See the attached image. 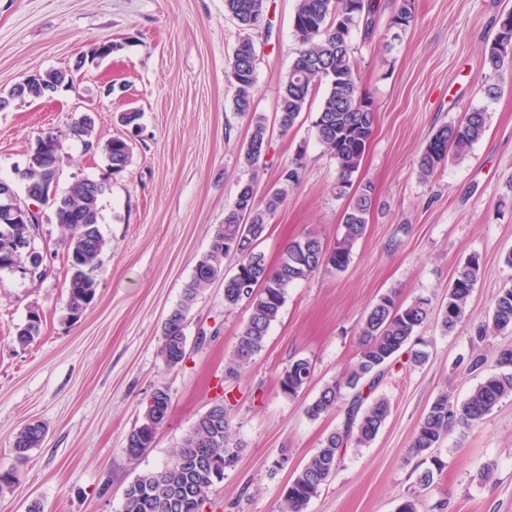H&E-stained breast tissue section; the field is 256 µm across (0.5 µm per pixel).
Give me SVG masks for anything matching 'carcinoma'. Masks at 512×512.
<instances>
[{"label":"carcinoma","mask_w":512,"mask_h":512,"mask_svg":"<svg viewBox=\"0 0 512 512\" xmlns=\"http://www.w3.org/2000/svg\"><path fill=\"white\" fill-rule=\"evenodd\" d=\"M225 11L236 21L239 35L229 63L227 79L235 89L234 111L249 120L251 133L243 158L257 164L269 148L265 117L252 110L256 87L257 53L254 35L261 27L265 0H224ZM379 9L377 0H296L292 31L298 44L297 55L281 84L278 123L282 133L291 130L307 106L312 92L325 86L324 100L313 122L314 135L329 151L339 172L337 189L344 192L360 167L373 134L376 113L362 108L364 96L354 50L349 36L364 27L371 33ZM415 22L412 8L401 5L391 16L389 26L406 30ZM512 59L501 53L499 41L484 51V64L492 73L501 71ZM95 119L83 114L71 128L74 137L87 149L100 150L106 156L112 173L123 172L131 160L132 147L121 137L100 143L95 134ZM487 115L483 109L465 112L457 122L438 128L427 141L416 161L418 176L427 180L447 159L448 152L462 157L484 134ZM61 152L33 158L19 171L28 199L51 202L57 223L68 231L67 257L71 271L67 286L66 308L69 312L87 310L95 299L97 282L92 271L106 247L100 231L101 197L110 189L105 180L81 179L66 191L48 197L44 185L57 181ZM303 154L280 170L279 186L269 191L263 201L257 200L255 184L249 180L238 186L236 196L224 212V223L218 225L211 238L210 249L196 264L185 285L179 303L171 310L162 327L160 355L167 367H179L184 357L175 353L186 338L188 315L200 290L216 280L224 281V306L235 307L247 301L250 314L241 326L225 376L234 378L262 351L273 322L285 302L289 284L306 280L320 268L343 271L350 263L355 243L365 234L367 215L373 204V190L368 184L358 187L346 205L341 223L343 234L331 248L324 247L315 235H305L284 249L276 267L265 258L255 260L257 243L263 237L268 219L288 196V189L302 176ZM33 225L24 220L12 224L0 213V271L12 270L22 261L38 269L42 256L33 244ZM234 261V272L224 273V261ZM479 257L472 255L455 273L449 288L448 302L440 309V323L446 333L454 331L466 317L467 303L480 274ZM430 302L418 298L409 304L398 302L387 293L369 308L360 325V353L356 364L338 378L323 386L318 396L305 407L306 415L318 419L335 411L344 392L354 391L347 408L343 428L331 432L322 447L312 454L294 473L285 487L278 512H306L309 502L335 474L348 448L359 449L372 443L390 413L386 398L379 396L363 405L361 388L374 389L389 365L418 339V328L430 316ZM40 313L33 310L26 326L17 331L21 345L34 341L40 332ZM512 331V287L496 295L489 319L476 329L475 339L484 340L488 332ZM500 370L483 378L460 404L438 394L420 419L411 444L416 456H431L436 470L441 460L433 455L435 448L458 425L472 426L488 415L504 398L512 396V349L500 350ZM313 369L310 362L299 358L289 362L278 375L281 392L296 397L309 383ZM171 398L163 387L155 389L142 414L140 425L127 437L125 453L137 459L154 440V430L168 418ZM232 405L222 395L215 407L201 414L191 431L172 448L168 461L160 468L139 473L124 491L123 512H201L224 472L234 467L241 447L231 439ZM43 426L31 423L15 435L16 449L24 453L42 444ZM433 469V470H435ZM433 470L422 471L417 483L429 487Z\"/></svg>","instance_id":"obj_1"}]
</instances>
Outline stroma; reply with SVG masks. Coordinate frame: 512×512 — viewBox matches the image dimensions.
<instances>
[{"instance_id":"1","label":"stroma","mask_w":512,"mask_h":512,"mask_svg":"<svg viewBox=\"0 0 512 512\" xmlns=\"http://www.w3.org/2000/svg\"><path fill=\"white\" fill-rule=\"evenodd\" d=\"M403 0H380L371 33L350 39L362 94L377 125L353 186L371 184L366 232L346 270H319L286 290L266 344L238 378L224 364L249 315L247 303L224 305V283L201 290L188 316L189 355L167 368L161 326L179 302L194 267L208 251L239 183L255 180L258 194L277 185L281 168L304 152L303 177L270 218L258 249L276 265L283 249L306 234L334 245L348 202L336 189L333 159L312 124L324 91L316 89L296 126L281 134L280 87L296 56V0H268L255 39L254 110L267 120L270 150L258 167L243 148L247 118L233 110L227 63L238 39L224 0H0V95L15 83L52 69L71 70L74 84L50 98L13 100L0 110V179L17 171L48 128L63 135L57 189L75 181L108 180L100 230L108 242L94 276L93 303L76 320L65 308L69 263L66 232L51 204H39L35 240L46 273L0 271V470L18 468L0 491V512H121L123 491L140 472L161 467L220 389L232 391V437L242 446L201 512H276L296 469L345 421L344 410L312 420L304 409L321 388L359 357L358 333L367 309L385 293L411 303L440 305L456 268L478 255L481 276L455 333L436 320L418 330L428 354L416 365L400 355L374 393L390 414L367 447L347 450L333 478L306 512H397L402 497L419 493L421 512H512V397L482 421L456 427L436 454L444 464L429 488H419L411 454L420 418L441 390L459 402L497 369L512 332L488 337L482 370L471 372L470 338L491 312L500 289L512 287V69L494 74L484 50L512 0H414L416 23L389 27ZM110 42V56L82 63L93 45ZM498 85L487 96L486 85ZM473 108L486 111L487 130L464 158L448 156L429 180L415 161L430 135ZM140 113L138 127L120 121ZM96 116L100 140H130L132 157L114 175L100 152L69 137L72 121ZM41 333L16 340L30 310ZM298 358L313 375L297 397L282 394L277 376ZM171 397L169 417L138 459L126 440L157 387ZM41 423L46 436L18 463L15 434ZM491 465L488 479L479 470Z\"/></svg>"}]
</instances>
